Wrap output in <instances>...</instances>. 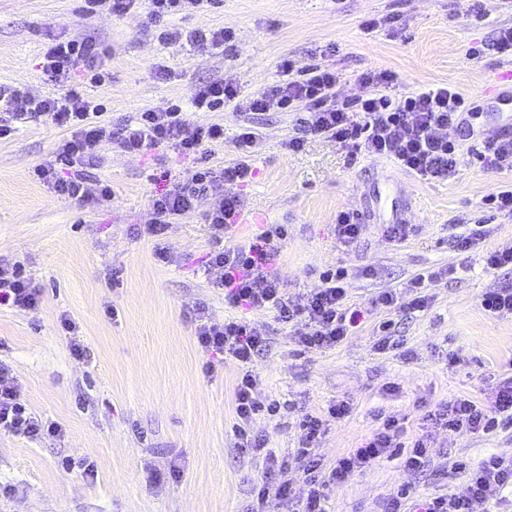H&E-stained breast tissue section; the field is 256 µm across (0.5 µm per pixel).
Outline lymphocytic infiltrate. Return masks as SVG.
Listing matches in <instances>:
<instances>
[{"label": "lymphocytic infiltrate", "mask_w": 512, "mask_h": 512, "mask_svg": "<svg viewBox=\"0 0 512 512\" xmlns=\"http://www.w3.org/2000/svg\"><path fill=\"white\" fill-rule=\"evenodd\" d=\"M208 2L86 0V10L91 14L106 10L123 15L146 6L158 41L188 44L198 52L209 53L231 42L232 32L188 31L165 23L170 16L202 9ZM107 56V48L99 42L52 37L44 47L40 67L57 86V93L42 97L23 86H0V140L11 137L16 123L25 120L66 128L69 135L60 143L55 160L36 166L33 175L56 195L92 209L112 200L111 185L92 177L106 144H115L133 156L167 148L192 160L197 170L190 180L153 197L152 219L145 228L153 237L164 234L168 225L179 218L199 210L211 237L223 240L243 210L237 188L253 177L251 159L261 142L258 132L244 129L234 142L237 161L220 168L212 165L206 148L223 142L224 126L190 122L187 113L191 110L216 112L232 101L243 112H292L296 115L297 134L288 139V150L300 151L308 138L320 137L353 152L363 150L389 158L424 181L448 179L456 168V147L444 131L462 124L468 108L463 95L447 86L398 95L393 91L398 80L394 72L373 71L363 76L371 88L368 95L341 99L336 94L340 82L336 70L319 64L299 67L285 58L278 66V80L256 96L242 99L232 82H209L195 87L191 110L166 104L146 109L115 126L104 120L102 105L80 88L87 81H102L100 69ZM208 199L212 200V207L201 210V203ZM276 252L272 236L263 234L247 247L210 251L202 268L210 285L223 290L228 306L275 310L278 320L292 325L303 351L329 349L343 342L362 316L361 310L347 303L346 270L320 273L319 288L300 304L284 291L272 267ZM426 280V274H417L404 290L383 289L372 303L402 313L424 310L429 301L423 291ZM39 303L40 293L24 269L0 257V306L34 311ZM195 336L201 348L216 360L228 355L243 368L234 389L235 433L240 447L262 456L266 463V480L253 486L257 502L265 501L272 477L279 481L280 496L290 497L287 462L277 460L263 440L249 430L254 417L265 409L258 380L250 369L266 345L264 331L244 319H212L201 308L195 317ZM7 372V367L0 364V432L30 439L60 434L57 423L42 420L26 407L8 381ZM349 412L348 402L341 400L328 406L326 417L307 414L300 422L302 440L295 461L307 484L300 512H326L325 490L329 485L348 481L382 457L401 456L408 471H422L429 459L433 431L476 434L502 424L511 425L512 378L500 382L486 400L457 398L440 405L426 416L422 433L408 442L402 439L398 420L387 417L359 448L338 457L333 467H324L312 447L323 434L326 419L339 421ZM509 487L512 488V457L492 455L469 470L464 494L435 497L423 502L422 507L424 512H488V504L501 500Z\"/></svg>", "instance_id": "obj_1"}]
</instances>
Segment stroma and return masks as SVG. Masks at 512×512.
<instances>
[{"instance_id": "obj_1", "label": "stroma", "mask_w": 512, "mask_h": 512, "mask_svg": "<svg viewBox=\"0 0 512 512\" xmlns=\"http://www.w3.org/2000/svg\"><path fill=\"white\" fill-rule=\"evenodd\" d=\"M398 16L395 27L366 33L364 20ZM174 28H226L234 38L208 55L159 42L146 9L123 16L86 14L83 0H0V85L55 94L39 67L48 36L104 43L109 79L85 86L105 104L106 120L120 123L167 102L186 103L204 80L233 79L240 98L278 79L277 65L322 63L341 74L340 97L366 95L370 70L399 76L403 92L448 85L476 107L458 144L457 166L445 181H421L391 160L360 153L349 158L336 143L311 138L298 152L286 112H193L194 123L224 126L213 162L237 160L240 128H255L263 147L253 157L254 179L239 187L244 212L255 223L237 225L226 243L244 246L271 224L288 236L279 257L282 285L297 302L319 286L321 271L349 272L348 296L364 313L362 324L329 350L301 352L290 325L271 310L245 311L265 329L268 345L252 364L263 397L279 410L250 424L279 458L293 459L302 415H326L346 400L349 415L328 421L315 448L333 464L369 437L382 416L413 431L429 411L457 397H483L512 375V318L482 309L481 296L512 286V267L486 269L481 252L461 253L452 235L486 224L490 248L512 246V218L486 205L512 172L490 166L485 141L501 136L508 115L491 114L487 89L512 57L489 50L496 31L512 27V0H216L214 8L175 15ZM168 67L169 80L155 77ZM66 128L40 121L21 124L0 141V254L23 264L41 291L37 311L0 307V362L31 412L58 423L57 437L28 439L0 433V512H251V487L264 471L262 457L238 448L234 388L241 371L226 360L206 372L210 359L194 336L192 318L206 308L213 319L236 317L222 290L199 266L216 249L201 214L170 225L162 239L144 234L155 194L191 179L190 161L168 151L133 157L107 145L97 179L112 200L96 210L79 207L35 181L32 170L54 159ZM359 215L357 242L341 245L336 214ZM412 225L408 239L388 241L384 227ZM167 247L173 262L156 256ZM447 268L430 281L425 310L402 314L374 307L383 288L400 289L416 274ZM79 327L87 358L73 357L61 315ZM393 321L401 349L378 352V327ZM512 456V426L475 435L437 433L430 462L411 473L400 457L381 459L329 488L328 512H382L398 488L417 498L464 493L466 469L490 454ZM92 461L88 474L81 461Z\"/></svg>"}]
</instances>
